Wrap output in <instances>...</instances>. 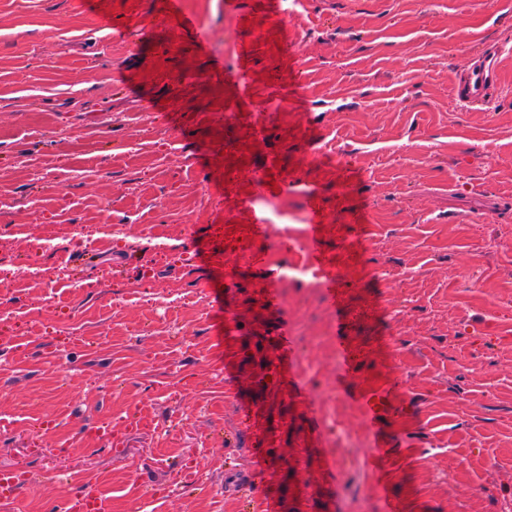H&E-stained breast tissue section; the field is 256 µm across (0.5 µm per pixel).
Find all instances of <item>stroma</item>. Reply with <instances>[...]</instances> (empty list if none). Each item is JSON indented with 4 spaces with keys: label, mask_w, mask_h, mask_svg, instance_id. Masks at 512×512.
<instances>
[{
    "label": "stroma",
    "mask_w": 512,
    "mask_h": 512,
    "mask_svg": "<svg viewBox=\"0 0 512 512\" xmlns=\"http://www.w3.org/2000/svg\"><path fill=\"white\" fill-rule=\"evenodd\" d=\"M491 46L493 94L464 106ZM0 193L31 314L26 354L0 351L17 512L83 489L111 512L512 501V0H0ZM99 224L124 232L84 263L73 236ZM296 264L320 287L282 282ZM140 414L102 445L97 423Z\"/></svg>",
    "instance_id": "35a3bbf8"
}]
</instances>
